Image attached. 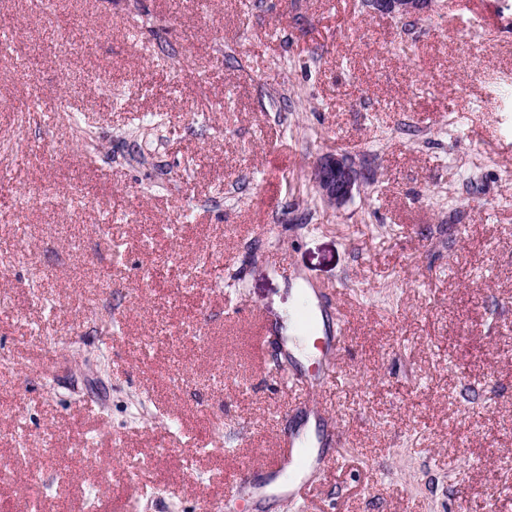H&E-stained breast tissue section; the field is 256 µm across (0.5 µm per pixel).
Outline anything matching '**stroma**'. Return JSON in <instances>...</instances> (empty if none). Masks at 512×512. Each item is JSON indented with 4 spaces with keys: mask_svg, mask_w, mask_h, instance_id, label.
<instances>
[{
    "mask_svg": "<svg viewBox=\"0 0 512 512\" xmlns=\"http://www.w3.org/2000/svg\"><path fill=\"white\" fill-rule=\"evenodd\" d=\"M0 15V512H512V0ZM336 151L368 175L340 208ZM311 304L346 346L306 397L273 373L308 380ZM291 432L330 459L308 499L228 503ZM375 14L388 18H416L426 12L432 0H370ZM312 179L322 199L337 208L346 204L364 179L352 158L344 153H326L315 162Z\"/></svg>",
    "mask_w": 512,
    "mask_h": 512,
    "instance_id": "1",
    "label": "stroma"
}]
</instances>
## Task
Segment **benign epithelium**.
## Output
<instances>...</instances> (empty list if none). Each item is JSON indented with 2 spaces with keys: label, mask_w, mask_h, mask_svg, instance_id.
<instances>
[{
  "label": "benign epithelium",
  "mask_w": 512,
  "mask_h": 512,
  "mask_svg": "<svg viewBox=\"0 0 512 512\" xmlns=\"http://www.w3.org/2000/svg\"><path fill=\"white\" fill-rule=\"evenodd\" d=\"M432 0H371L374 13L388 18H416L426 12ZM312 179L322 199L341 207L357 191L364 179L352 158L343 153H326L315 162Z\"/></svg>",
  "instance_id": "1"
}]
</instances>
